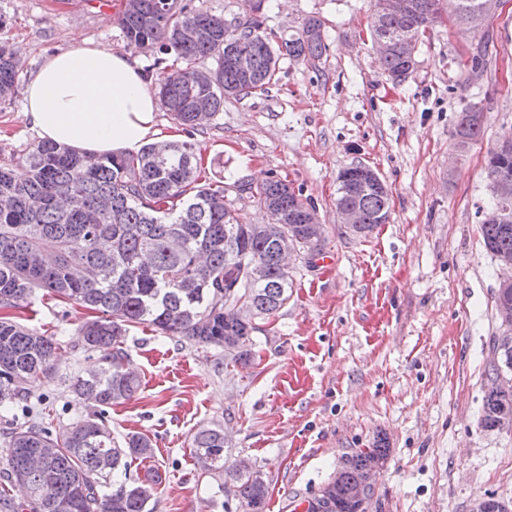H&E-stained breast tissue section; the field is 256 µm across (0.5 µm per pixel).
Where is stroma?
I'll use <instances>...</instances> for the list:
<instances>
[{"instance_id":"1","label":"stroma","mask_w":512,"mask_h":512,"mask_svg":"<svg viewBox=\"0 0 512 512\" xmlns=\"http://www.w3.org/2000/svg\"><path fill=\"white\" fill-rule=\"evenodd\" d=\"M100 0H0V44L18 59L19 93L0 101V162H21L39 138L23 112V87L50 53L73 37L132 48ZM268 28L296 31L321 18L328 58L319 66L282 59L269 93L229 98L194 132L159 111L160 139L188 141L211 181L222 182L243 224L268 213L238 185L288 181L326 228L316 262L290 269L287 304L269 332L257 333L250 362L220 348L131 328L127 365L142 380L135 398L113 406L114 437L148 436L153 458L134 461L130 478L158 476L152 512H242L224 478L203 468L191 447L201 427L224 430L226 463L246 458L268 488L267 512H304L346 456L383 441L389 456L368 512H473L477 500L512 502V432L481 424L494 342L497 261L480 226L492 206L484 171L496 141L512 133V0L482 33H462L443 14L418 45L413 74L393 83L368 26L373 0H264ZM483 46L486 73L462 75L459 60ZM135 49V48H132ZM143 69L156 54L135 49ZM483 110L477 141L458 151L454 128L469 106ZM362 163L386 184L390 216L357 237L336 219L337 176ZM20 322L54 337L57 375L29 380V409L0 411V487L11 428L44 417L59 430L95 410L69 389L93 362L77 331L90 312L34 296Z\"/></svg>"}]
</instances>
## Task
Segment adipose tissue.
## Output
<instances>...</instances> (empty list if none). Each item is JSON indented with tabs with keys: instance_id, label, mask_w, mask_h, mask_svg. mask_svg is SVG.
Instances as JSON below:
<instances>
[{
	"instance_id": "ef3b65f1",
	"label": "adipose tissue",
	"mask_w": 512,
	"mask_h": 512,
	"mask_svg": "<svg viewBox=\"0 0 512 512\" xmlns=\"http://www.w3.org/2000/svg\"><path fill=\"white\" fill-rule=\"evenodd\" d=\"M159 111L138 59L75 39L26 87L24 112L44 140L79 152L125 154L156 133Z\"/></svg>"
}]
</instances>
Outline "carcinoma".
<instances>
[{
    "label": "carcinoma",
    "instance_id": "carcinoma-1",
    "mask_svg": "<svg viewBox=\"0 0 512 512\" xmlns=\"http://www.w3.org/2000/svg\"><path fill=\"white\" fill-rule=\"evenodd\" d=\"M448 2L455 23L481 28L484 0H408L406 11L379 12L374 0L369 34L395 43H419ZM244 22L229 27L193 0H124L117 23L125 37L142 47H158L165 57L149 72L165 111L185 130L196 129L224 108L229 97L262 94L275 79L282 57L320 62L328 51L323 22L305 19L286 37L267 30L263 0H245ZM251 59L250 74L235 58ZM211 60L214 66L206 67ZM384 73L395 83L415 70L416 57L398 47L382 58ZM17 72L13 53L0 46V100L13 96ZM482 130V110L469 107L457 117L455 137L473 141ZM17 174L0 164V406L26 402L23 384L53 378L58 343L20 324L18 309L40 290L61 303L96 312L78 330L85 351L99 354L97 369L77 377L73 392L97 410L58 433L46 426H20L6 443L7 477L27 494V505L9 503L14 512H150L152 478L127 477L131 462L153 456L149 438L112 437L108 408L131 399L140 380L124 368L129 328L146 325L165 336L185 338L202 347L238 344L237 359L255 355L256 320L273 316L287 302L289 272L277 252L282 225L301 233L315 207L299 198L284 180L244 189L269 213L270 224L233 222L224 186L201 176V164L188 141L170 142L164 152L147 144L120 155L77 153L49 141L34 145ZM358 163L340 171L336 204L356 208L361 234L368 235L389 215L383 181L365 186ZM486 176L512 182V150L490 149ZM504 224H481L492 254H512V201ZM258 260L266 280L255 285L248 267ZM249 295L253 319L236 317L232 302ZM512 412V392L488 391L482 424L493 429L499 414ZM225 435L202 427L192 447L204 467L224 475L236 488L244 512H264L267 489L259 472L224 467ZM387 449L368 448L353 455L338 478L312 499L307 512H357L351 487L364 472L386 459Z\"/></svg>",
    "mask_w": 512,
    "mask_h": 512
}]
</instances>
